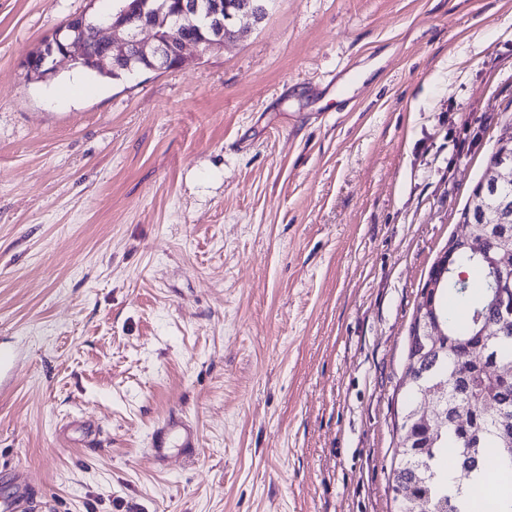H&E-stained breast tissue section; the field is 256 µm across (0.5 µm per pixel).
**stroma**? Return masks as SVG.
Segmentation results:
<instances>
[{
    "label": "stroma",
    "mask_w": 512,
    "mask_h": 512,
    "mask_svg": "<svg viewBox=\"0 0 512 512\" xmlns=\"http://www.w3.org/2000/svg\"><path fill=\"white\" fill-rule=\"evenodd\" d=\"M93 10L0 0V503L16 470L37 512H398L408 336L512 121V0H272L53 100L73 65L25 57ZM172 412L198 446L160 463ZM172 439H176L189 455L197 448L198 437L193 425L183 416L172 414L158 424L150 435V450L157 461L165 460Z\"/></svg>",
    "instance_id": "35a3bbf8"
}]
</instances>
